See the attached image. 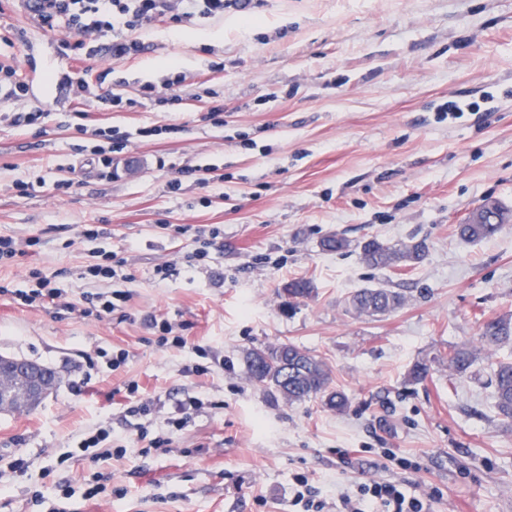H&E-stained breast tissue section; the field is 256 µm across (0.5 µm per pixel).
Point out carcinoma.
<instances>
[{
  "instance_id": "1",
  "label": "carcinoma",
  "mask_w": 512,
  "mask_h": 512,
  "mask_svg": "<svg viewBox=\"0 0 512 512\" xmlns=\"http://www.w3.org/2000/svg\"><path fill=\"white\" fill-rule=\"evenodd\" d=\"M512 223V211L492 203L487 215L471 212L468 223L459 225V236L476 242L498 234ZM425 256L424 246L390 244L377 237L361 246V260L373 268H409ZM286 304L294 305L314 293L312 281L297 278L283 288ZM405 302V295L388 288H363L351 295L349 307L369 317L386 315ZM512 346V314L500 315L481 328L479 346H457L448 351V368L458 374L466 373L484 350ZM247 374L252 382L265 388L274 398L288 403L319 399L330 410L341 413L348 407L345 393L332 387L331 371L319 356L292 343L250 349L245 356ZM488 385L492 388L495 407L502 420L512 425V360H497L490 364Z\"/></svg>"
}]
</instances>
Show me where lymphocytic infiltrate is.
Wrapping results in <instances>:
<instances>
[{
	"label": "lymphocytic infiltrate",
	"mask_w": 512,
	"mask_h": 512,
	"mask_svg": "<svg viewBox=\"0 0 512 512\" xmlns=\"http://www.w3.org/2000/svg\"><path fill=\"white\" fill-rule=\"evenodd\" d=\"M32 1L37 4L35 18L39 26L60 34L62 45H73L88 59L105 51L115 60L144 51L145 45L138 37L143 29L168 23L176 26L186 19L203 24L223 16L226 9L242 11L248 7L247 0H14V5L23 11ZM76 130L94 137L88 163L94 164L99 173H113V157L127 152L128 136L115 135L108 127L90 131L80 124ZM32 279L31 289L13 294L15 300L27 306L37 303L100 319L119 310L127 299L118 290L99 292L87 297L81 307L63 300L50 277L36 272ZM124 392L125 413L135 420L133 429L138 440L148 441L157 450L169 445L168 435L152 432L154 401L142 399L135 382L126 384ZM400 467L406 471V478H373L337 492L332 499L320 496L310 474H298L293 478V502L301 506L302 512H430L438 490L417 487L409 479L410 474L421 470L420 460L401 459Z\"/></svg>",
	"instance_id": "lymphocytic-infiltrate-1"
}]
</instances>
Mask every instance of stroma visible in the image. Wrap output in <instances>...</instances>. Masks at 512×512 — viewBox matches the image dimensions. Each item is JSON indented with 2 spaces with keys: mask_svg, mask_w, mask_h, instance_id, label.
Wrapping results in <instances>:
<instances>
[{
  "mask_svg": "<svg viewBox=\"0 0 512 512\" xmlns=\"http://www.w3.org/2000/svg\"><path fill=\"white\" fill-rule=\"evenodd\" d=\"M232 18L149 28L144 52L87 61L0 0V62L29 86L0 118V235L40 240L0 267V354L60 375L36 409L0 413V512H39L33 494L50 502L64 485L75 490L71 512H297L294 474H315L327 498L400 476L381 466V448L421 459L412 479L440 490L432 512H512V427L487 384L489 362L512 350L488 351L464 375L447 359L449 346L476 344L486 320L512 313V224L478 243L456 232L483 200L512 209V0H254L244 29ZM218 58L223 70H211ZM51 60L68 73L113 68L112 91L136 107L100 112L62 89L48 99L39 76ZM174 60L184 101L166 112L144 87ZM207 87L224 103L223 126L205 118ZM451 100L464 110L443 117ZM37 110L42 124L10 119ZM83 122L131 133L138 168L100 176L76 151ZM143 127L158 133L139 137ZM195 167L210 168L214 183H200ZM62 175L73 186L58 198L52 184ZM18 178L33 182L30 193L13 189ZM87 224L106 235L81 238ZM176 224L216 226L224 237L197 262ZM331 233L350 251H323ZM373 236L425 242L427 256L411 269L371 268L357 244ZM103 251L126 261L112 283L128 294L126 320L11 299L33 268L56 275L75 301L103 291L83 276ZM165 264L176 271L157 280ZM301 277L313 296L285 308L281 288ZM361 288L406 300L370 318L349 308ZM154 316L186 346L157 347ZM280 342L324 359L349 398L345 413L317 399H273L249 380L245 353ZM121 349L128 359L112 368ZM198 363L206 373L193 372ZM418 363L429 371L416 383ZM131 380L143 398L160 399L158 428L185 395L205 402L166 453L140 452L118 393ZM100 423L124 441V458L75 456ZM340 448L359 449L355 468L340 466ZM19 457L22 473L11 468ZM107 473L125 495L83 499L85 483Z\"/></svg>",
  "mask_w": 512,
  "mask_h": 512,
  "instance_id": "obj_1",
  "label": "stroma"
}]
</instances>
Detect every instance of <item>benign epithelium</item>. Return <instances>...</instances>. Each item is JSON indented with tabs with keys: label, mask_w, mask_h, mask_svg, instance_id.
I'll return each instance as SVG.
<instances>
[{
	"label": "benign epithelium",
	"mask_w": 512,
	"mask_h": 512,
	"mask_svg": "<svg viewBox=\"0 0 512 512\" xmlns=\"http://www.w3.org/2000/svg\"><path fill=\"white\" fill-rule=\"evenodd\" d=\"M58 376L35 361L0 355V410L26 411L50 393Z\"/></svg>",
	"instance_id": "benign-epithelium-1"
}]
</instances>
